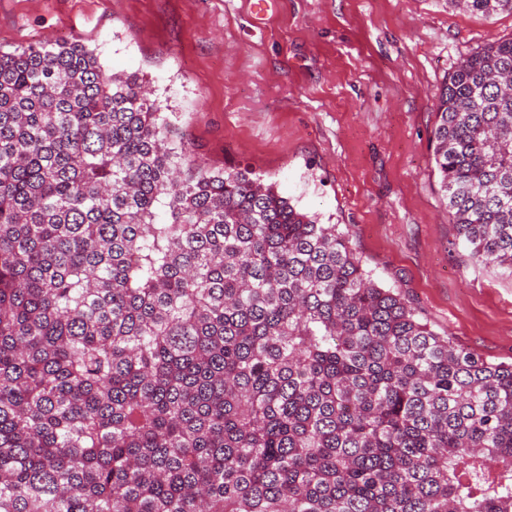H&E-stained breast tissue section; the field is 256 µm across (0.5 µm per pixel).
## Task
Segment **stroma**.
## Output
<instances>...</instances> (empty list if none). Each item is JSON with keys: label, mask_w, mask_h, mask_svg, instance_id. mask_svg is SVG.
I'll return each instance as SVG.
<instances>
[{"label": "stroma", "mask_w": 512, "mask_h": 512, "mask_svg": "<svg viewBox=\"0 0 512 512\" xmlns=\"http://www.w3.org/2000/svg\"><path fill=\"white\" fill-rule=\"evenodd\" d=\"M0 0V49L80 41L144 76L196 162L248 168L353 234L363 265L441 335L512 362V278L472 263L434 171L435 95L512 38L448 0Z\"/></svg>", "instance_id": "35a3bbf8"}]
</instances>
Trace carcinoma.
Returning a JSON list of instances; mask_svg holds the SVG:
<instances>
[{"label": "carcinoma", "instance_id": "1", "mask_svg": "<svg viewBox=\"0 0 512 512\" xmlns=\"http://www.w3.org/2000/svg\"><path fill=\"white\" fill-rule=\"evenodd\" d=\"M508 75L512 39L461 60L433 161L468 258L512 276ZM172 136L84 44L0 50V512H512V363Z\"/></svg>", "mask_w": 512, "mask_h": 512}]
</instances>
